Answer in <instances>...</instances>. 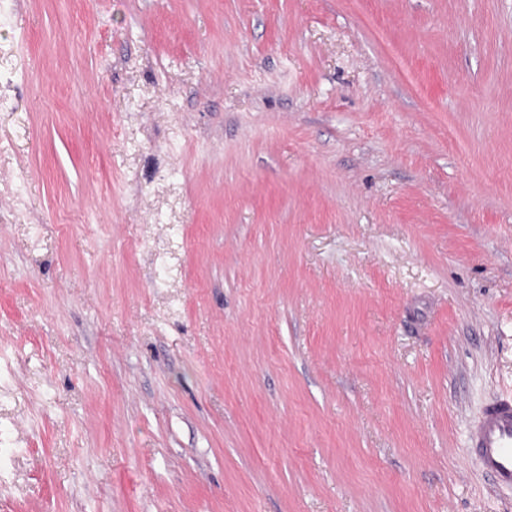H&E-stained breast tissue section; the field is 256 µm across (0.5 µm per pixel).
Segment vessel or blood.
<instances>
[{"label": "vessel or blood", "mask_w": 512, "mask_h": 512, "mask_svg": "<svg viewBox=\"0 0 512 512\" xmlns=\"http://www.w3.org/2000/svg\"><path fill=\"white\" fill-rule=\"evenodd\" d=\"M467 446L496 486L512 488V391L485 405L467 429Z\"/></svg>", "instance_id": "obj_1"}]
</instances>
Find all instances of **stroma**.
Here are the masks:
<instances>
[{"instance_id": "obj_1", "label": "stroma", "mask_w": 512, "mask_h": 512, "mask_svg": "<svg viewBox=\"0 0 512 512\" xmlns=\"http://www.w3.org/2000/svg\"><path fill=\"white\" fill-rule=\"evenodd\" d=\"M512 0H0V512H512ZM467 446L497 487L512 488V391L501 393L468 426Z\"/></svg>"}]
</instances>
